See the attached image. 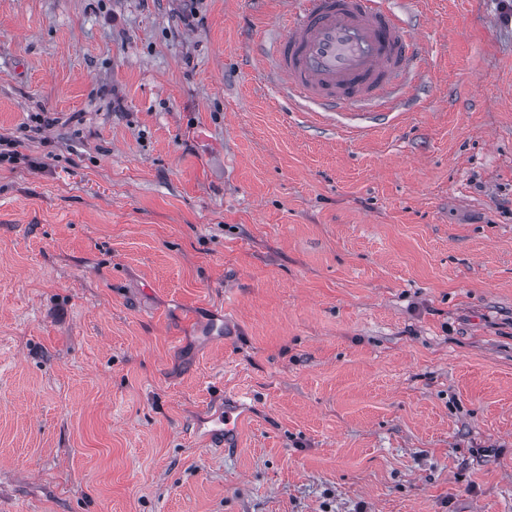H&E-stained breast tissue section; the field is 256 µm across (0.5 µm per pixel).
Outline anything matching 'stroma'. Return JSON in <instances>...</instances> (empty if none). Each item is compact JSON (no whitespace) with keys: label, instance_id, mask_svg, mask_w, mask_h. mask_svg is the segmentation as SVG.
Instances as JSON below:
<instances>
[{"label":"stroma","instance_id":"35a3bbf8","mask_svg":"<svg viewBox=\"0 0 512 512\" xmlns=\"http://www.w3.org/2000/svg\"><path fill=\"white\" fill-rule=\"evenodd\" d=\"M385 4L370 126L256 58L288 0H0V512H512V18Z\"/></svg>","mask_w":512,"mask_h":512}]
</instances>
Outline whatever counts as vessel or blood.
Masks as SVG:
<instances>
[{
    "label": "vessel or blood",
    "instance_id": "vessel-or-blood-1",
    "mask_svg": "<svg viewBox=\"0 0 512 512\" xmlns=\"http://www.w3.org/2000/svg\"><path fill=\"white\" fill-rule=\"evenodd\" d=\"M414 45L381 0H293L288 29L261 59L289 97L318 111L371 105L387 118L408 99Z\"/></svg>",
    "mask_w": 512,
    "mask_h": 512
}]
</instances>
